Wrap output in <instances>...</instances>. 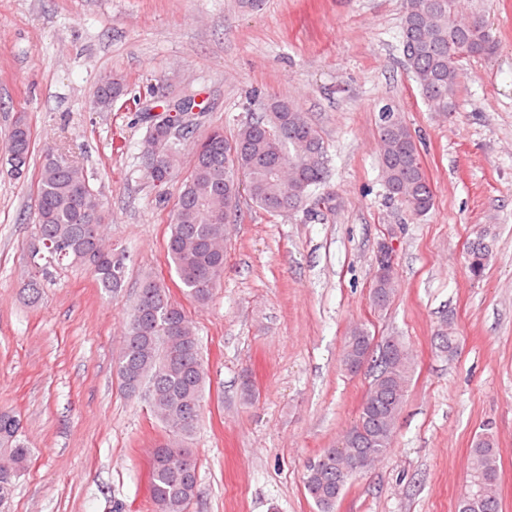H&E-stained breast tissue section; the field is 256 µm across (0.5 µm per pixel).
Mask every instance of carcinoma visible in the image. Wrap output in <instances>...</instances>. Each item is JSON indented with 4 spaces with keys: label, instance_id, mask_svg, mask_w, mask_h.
<instances>
[{
    "label": "carcinoma",
    "instance_id": "obj_1",
    "mask_svg": "<svg viewBox=\"0 0 512 512\" xmlns=\"http://www.w3.org/2000/svg\"><path fill=\"white\" fill-rule=\"evenodd\" d=\"M402 45L407 67L421 95L435 112H451L459 91V57L493 52L495 39L476 15L465 16L459 0H403ZM164 85L158 98L144 111L161 107L165 115L151 118L146 146H162L164 179L159 186L178 184L170 212L167 259L179 288L199 305L207 304L224 279L225 228L237 221L238 197L245 194L269 215L286 204L298 210L310 200L312 187L326 175V150L319 132L292 102L270 96L259 100L260 115L242 123L233 139L214 128L196 145L193 164L180 177L181 156L197 127L191 107L193 94L168 101ZM124 95L123 83L105 74L100 78L95 105L112 107ZM33 149L31 125L18 115L8 133L6 163L17 177L27 174ZM381 177L391 198L415 215L433 205V190L419 159L410 128L400 114L383 110L380 130ZM107 216L90 177L64 151L47 148L40 167L33 215L35 235L50 246L32 255L35 268L46 272L51 263L81 264L89 268L97 286L117 295L124 288L126 256L104 243ZM491 250L483 240L472 242L467 267L480 275ZM394 294L389 282L374 281L371 301L378 309L389 306ZM440 352L452 358L459 339L445 333L436 337ZM364 361L373 379L361 411L350 430L353 448L378 460L394 446L396 423L412 378L408 348L400 338L381 340L364 328L347 338L341 363ZM123 392L150 400L152 416L166 438L151 452L149 492L154 512H186L198 496L196 458L186 444L192 441L201 417L208 383L197 328L184 308L171 300L166 285L156 276H143L126 321L116 364ZM21 418L13 410H0V501L7 499L3 485L13 486L28 464L31 450L21 438ZM188 456L186 466H173L178 452ZM360 471L349 459L326 448L307 460L303 484L317 512H335L351 479ZM500 453L493 432L476 435L470 449L466 484L476 492L459 495L456 512H501Z\"/></svg>",
    "mask_w": 512,
    "mask_h": 512
}]
</instances>
